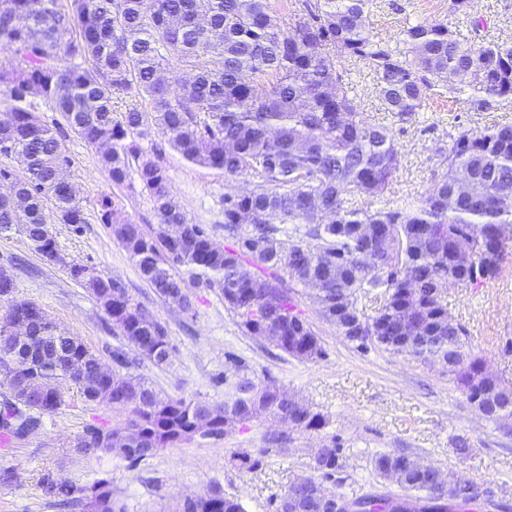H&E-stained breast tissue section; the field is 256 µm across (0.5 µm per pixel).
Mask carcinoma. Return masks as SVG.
Wrapping results in <instances>:
<instances>
[{
  "label": "carcinoma",
  "mask_w": 512,
  "mask_h": 512,
  "mask_svg": "<svg viewBox=\"0 0 512 512\" xmlns=\"http://www.w3.org/2000/svg\"><path fill=\"white\" fill-rule=\"evenodd\" d=\"M370 0H292L281 14L273 0H0V237L22 233L33 249L64 263L53 232L57 223H87L75 190L62 178L72 165L64 140L71 130L98 149L112 183L134 171L153 204L157 227L132 223L111 197L98 199L109 226L158 297L192 311L185 276L204 278L238 326L302 361L323 356L316 331L297 310L301 287L321 317L361 351L371 348L450 367L466 399L481 409L493 386L504 402L491 416L512 419V387L483 371L469 333L448 317L438 289L450 280L478 288L501 276L512 243V125L463 130L439 151L441 178L424 196L376 206L400 168L392 128L368 122L356 102L351 69L362 66L377 86L383 111L403 119L433 99L468 93L487 111L512 103V45L470 42L446 19L406 23L403 47L393 49L370 30ZM451 0L449 13L471 31L485 28ZM66 125L49 126L38 105ZM158 131L187 162L226 177L247 176L255 187L224 195V237L210 245L202 224L188 221L160 164L162 149L142 141ZM364 206L349 208L348 197ZM182 225L179 238L167 225ZM103 307L112 328L135 353L157 366L170 361L167 328L134 302L115 278L68 266ZM366 301L379 303L367 317ZM0 443L37 434L43 417L63 405L60 384L85 402L131 411L126 427L88 426L75 438L85 457L119 452L135 466L163 448L199 435L219 439L262 414L300 431H322L326 418L258 380L240 357L226 355L224 402L187 401L158 391L132 372L136 362L116 351L119 368L102 375L98 356L49 321L36 339H17L16 310L37 304L1 296ZM45 353L38 366L17 362L18 349ZM266 449L235 456L257 470ZM373 472L397 485L411 512L465 510L488 493L453 472L436 479L418 458L382 451ZM342 448L331 438L317 450L313 472L298 475L272 500L275 512H323L343 498L336 474ZM45 497L62 509L126 512L99 479L77 485L43 474ZM177 512H245L242 502L214 486L184 498Z\"/></svg>",
  "instance_id": "1"
}]
</instances>
